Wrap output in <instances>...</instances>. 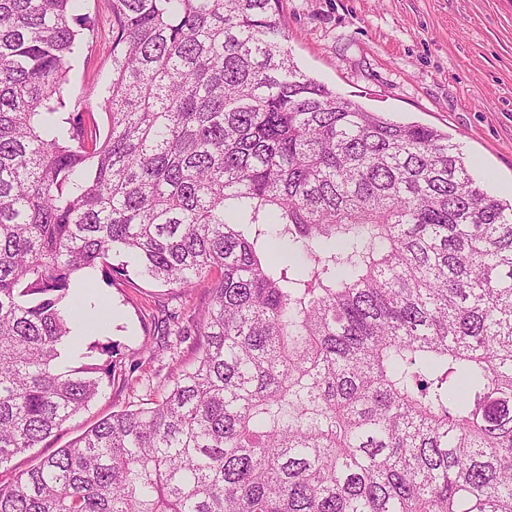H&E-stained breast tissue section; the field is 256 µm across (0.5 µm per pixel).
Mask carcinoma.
I'll return each instance as SVG.
<instances>
[{"label":"carcinoma","instance_id":"obj_1","mask_svg":"<svg viewBox=\"0 0 512 512\" xmlns=\"http://www.w3.org/2000/svg\"><path fill=\"white\" fill-rule=\"evenodd\" d=\"M79 0H0V465L86 409L78 275L190 288L196 362L0 512H512V203L448 134L307 76L280 0H110L107 131L64 86ZM298 254L267 250L268 225Z\"/></svg>","mask_w":512,"mask_h":512}]
</instances>
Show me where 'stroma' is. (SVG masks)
I'll return each mask as SVG.
<instances>
[{"label": "stroma", "mask_w": 512, "mask_h": 512, "mask_svg": "<svg viewBox=\"0 0 512 512\" xmlns=\"http://www.w3.org/2000/svg\"><path fill=\"white\" fill-rule=\"evenodd\" d=\"M287 47L311 77L365 108L399 122L447 132L476 181L500 199H512V0H282ZM87 16L83 52L69 74L70 105L103 122L99 92L112 77L109 0H82ZM127 275L114 284L94 271L98 294L112 305L108 326L76 346L119 344L136 361L126 377L104 382L89 407L34 448L0 464V484L28 470L36 456L67 445L113 411L139 405L166 388L193 363L192 342L161 349L166 314L200 312L209 282L189 291L148 282L134 257L114 256Z\"/></svg>", "instance_id": "35a3bbf8"}]
</instances>
